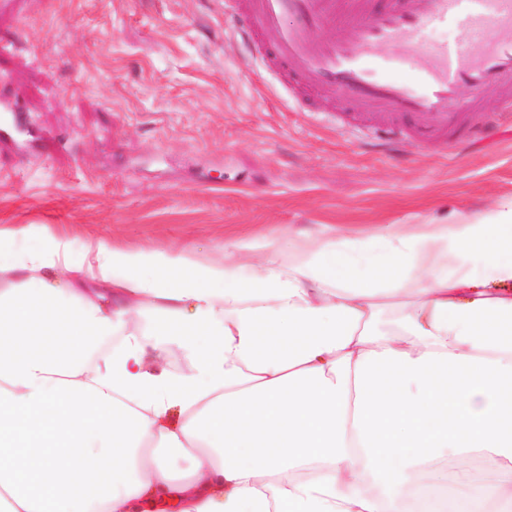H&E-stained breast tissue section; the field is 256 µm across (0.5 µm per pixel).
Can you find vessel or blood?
Masks as SVG:
<instances>
[{
    "label": "vessel or blood",
    "instance_id": "obj_1",
    "mask_svg": "<svg viewBox=\"0 0 512 512\" xmlns=\"http://www.w3.org/2000/svg\"><path fill=\"white\" fill-rule=\"evenodd\" d=\"M295 103L376 114L421 150L512 112V0H227Z\"/></svg>",
    "mask_w": 512,
    "mask_h": 512
}]
</instances>
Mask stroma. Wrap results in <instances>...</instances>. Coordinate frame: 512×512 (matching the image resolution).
<instances>
[{"label": "stroma", "instance_id": "obj_1", "mask_svg": "<svg viewBox=\"0 0 512 512\" xmlns=\"http://www.w3.org/2000/svg\"><path fill=\"white\" fill-rule=\"evenodd\" d=\"M224 0H23L0 15V225L132 248L237 240L283 253L338 232L447 224L512 195V112L481 142L367 139L366 113L306 112L226 37Z\"/></svg>", "mask_w": 512, "mask_h": 512}]
</instances>
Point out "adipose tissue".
I'll return each instance as SVG.
<instances>
[{
	"label": "adipose tissue",
	"instance_id": "obj_1",
	"mask_svg": "<svg viewBox=\"0 0 512 512\" xmlns=\"http://www.w3.org/2000/svg\"><path fill=\"white\" fill-rule=\"evenodd\" d=\"M133 310L154 317V339L127 329ZM151 345L188 351V370L149 367ZM452 447L485 462L474 492L448 483ZM505 501L512 197L412 233H340L289 260L273 241L210 259L0 226V512Z\"/></svg>",
	"mask_w": 512,
	"mask_h": 512
}]
</instances>
